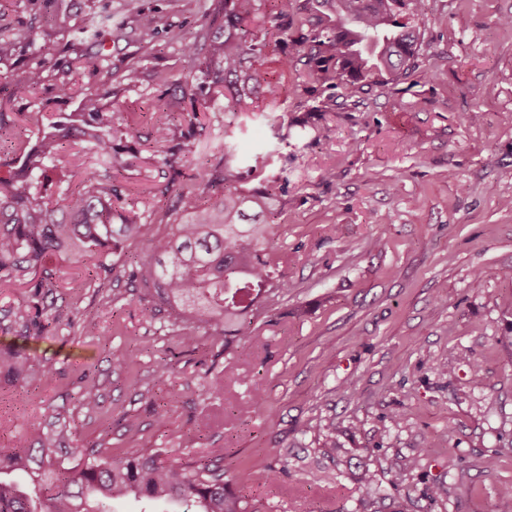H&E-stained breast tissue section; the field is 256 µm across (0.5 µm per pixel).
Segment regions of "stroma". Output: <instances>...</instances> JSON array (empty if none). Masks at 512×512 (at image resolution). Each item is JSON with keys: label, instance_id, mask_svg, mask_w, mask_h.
I'll list each match as a JSON object with an SVG mask.
<instances>
[{"label": "stroma", "instance_id": "stroma-1", "mask_svg": "<svg viewBox=\"0 0 512 512\" xmlns=\"http://www.w3.org/2000/svg\"><path fill=\"white\" fill-rule=\"evenodd\" d=\"M166 26L150 38L114 30L107 65L136 67L137 84L113 83L112 105L137 123L136 138L114 127L117 148L139 158L127 168L96 165L100 183L125 194L126 216L147 236L166 233L196 175L224 167V101L200 61L196 99L180 88L181 39L224 28V0H140ZM40 0H0V17L36 22L32 49L0 63V163L35 141L56 112H74L96 88L91 69L50 66L35 94L17 81L35 59H61L71 31L92 12L75 0L67 15L40 19ZM512 0H426L413 25L419 75L337 97H301L307 68H282L269 43L259 68L277 83V111L292 124L269 174L287 178L273 241L287 255L288 289L268 291L249 312L260 348L239 336L199 330L181 343L154 289L141 287L132 256L113 255L110 275L54 263L57 299L31 341L34 373L23 388L0 387V444L29 427L48 431L58 410L70 445L95 443L114 457L166 449L187 463L210 456L259 512H493L512 483ZM167 71L168 85L153 73ZM70 83L74 92L63 93ZM196 110L191 151L177 169L153 138L169 118L181 143ZM266 100L241 113L232 143L239 165L266 152L275 131ZM467 112L477 123H463ZM324 138H317V131ZM332 169L331 180H322ZM97 322L100 333L83 327ZM132 354L126 366L113 351ZM170 367L158 377L156 367ZM222 380L213 396L209 385ZM100 395L94 411L80 398ZM265 405L255 410L254 389ZM167 406L158 415L155 406ZM134 427H127L126 417ZM337 445L323 447L328 432ZM454 454L455 466L443 465ZM495 459L486 469L487 459ZM409 467L396 483L390 463ZM377 474L372 491L357 476ZM247 481H240V474ZM442 485L432 498L433 485Z\"/></svg>", "mask_w": 512, "mask_h": 512}]
</instances>
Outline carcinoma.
Instances as JSON below:
<instances>
[{"instance_id":"obj_1","label":"carcinoma","mask_w":512,"mask_h":512,"mask_svg":"<svg viewBox=\"0 0 512 512\" xmlns=\"http://www.w3.org/2000/svg\"><path fill=\"white\" fill-rule=\"evenodd\" d=\"M273 28L286 35L288 55L283 68L295 61L309 67L321 87L360 92L397 84L417 69L418 36L410 25L425 0H271ZM125 24L151 37L164 16L146 11L139 0H126ZM258 0H224V32L206 36L212 71L211 87L225 91V108L235 114L258 92L274 103L278 86L256 66L268 45L269 31L255 24ZM112 35V7L104 4L94 20L73 30L69 55L59 62L66 71L83 65L99 75L95 92L83 94L78 112H60L34 143H22L9 176L0 177V282H19L32 289L28 301L13 311L18 341L0 349V379L23 387L33 371L29 341L50 307L52 274L48 264L60 258L71 263L93 262L95 274L112 272L111 257L140 233L141 225L112 223L113 201L122 192L97 183L94 172H80L81 190L54 184L53 171L70 142L85 154L128 166L112 143L116 113L105 111L112 82L139 81L140 70L120 74L101 68L87 48L104 50ZM32 25L0 26V62L35 46ZM183 66L192 71L199 59L195 41L182 46ZM45 62L28 67L23 87L37 89L44 81ZM230 142H224V171L199 176L181 195L186 216L167 234L142 241L148 257L141 277L184 324L182 343L197 342L196 330L214 336L251 335L246 316L256 298L269 288H286L281 273L285 258L273 247L275 217L284 184L262 177V185L244 190L241 171ZM57 189L70 220L56 218L50 192ZM71 432L63 426L51 434L23 430L7 447L0 446V512H112L128 499L166 503L176 512L189 504L195 512H256L248 496L230 489L224 474L206 459L179 464L157 448L114 459L90 445L66 446Z\"/></svg>"}]
</instances>
